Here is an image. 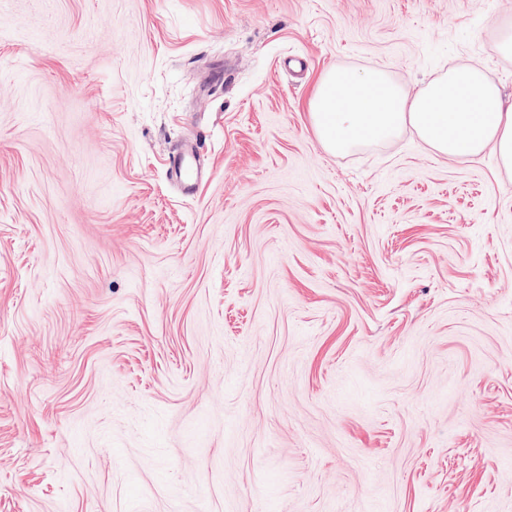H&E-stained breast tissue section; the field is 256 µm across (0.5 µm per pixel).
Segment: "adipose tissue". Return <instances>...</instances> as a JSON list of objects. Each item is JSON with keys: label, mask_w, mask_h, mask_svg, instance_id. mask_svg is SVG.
Here are the masks:
<instances>
[{"label": "adipose tissue", "mask_w": 512, "mask_h": 512, "mask_svg": "<svg viewBox=\"0 0 512 512\" xmlns=\"http://www.w3.org/2000/svg\"><path fill=\"white\" fill-rule=\"evenodd\" d=\"M310 117L331 152L384 140L409 126L445 156L476 157L494 148L499 164L512 171V103L476 65L450 68L412 94L382 68L336 67L321 76Z\"/></svg>", "instance_id": "1"}]
</instances>
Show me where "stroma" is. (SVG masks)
Segmentation results:
<instances>
[{
    "instance_id": "obj_1",
    "label": "stroma",
    "mask_w": 512,
    "mask_h": 512,
    "mask_svg": "<svg viewBox=\"0 0 512 512\" xmlns=\"http://www.w3.org/2000/svg\"><path fill=\"white\" fill-rule=\"evenodd\" d=\"M511 29L0 0V512H512V171L411 131L331 153L309 114L336 67L512 100Z\"/></svg>"
}]
</instances>
